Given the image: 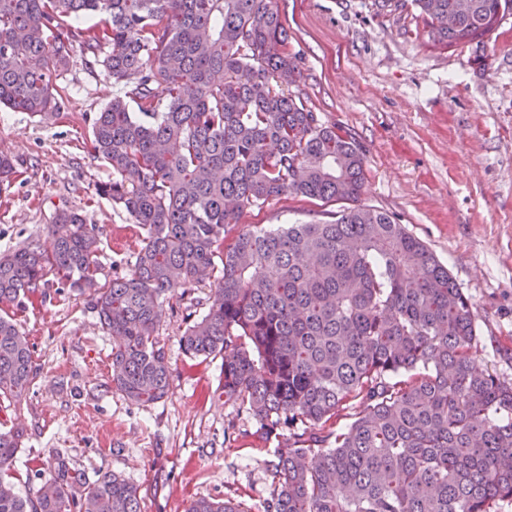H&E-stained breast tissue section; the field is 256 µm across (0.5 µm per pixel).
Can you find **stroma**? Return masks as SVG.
<instances>
[{
    "label": "stroma",
    "instance_id": "stroma-1",
    "mask_svg": "<svg viewBox=\"0 0 512 512\" xmlns=\"http://www.w3.org/2000/svg\"><path fill=\"white\" fill-rule=\"evenodd\" d=\"M288 50L302 76L285 90L318 118L347 132L364 154L359 205L386 212L424 241L470 298L479 338L476 363L512 378V15L474 49L434 47L411 5L375 0H276ZM62 117L0 108V152L17 172L0 185V251L48 246L62 208L84 215L101 241L104 277L131 274L128 255L142 237L128 214L96 192L112 177L95 157L92 124L116 86L104 67L74 49L63 75ZM343 202L284 195L246 209L241 225L308 223ZM191 297L164 305L159 338L171 388L144 408L127 401L110 376L112 338L88 296L49 286L10 307L28 336L37 375L0 420L23 428L13 467L20 491L48 478L61 454L89 479L114 471L134 484L142 512H184L198 497H233L259 512L271 483L273 442L247 414L218 399L220 359L185 358L178 339Z\"/></svg>",
    "mask_w": 512,
    "mask_h": 512
}]
</instances>
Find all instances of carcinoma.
Segmentation results:
<instances>
[{"label":"carcinoma","instance_id":"obj_1","mask_svg":"<svg viewBox=\"0 0 512 512\" xmlns=\"http://www.w3.org/2000/svg\"><path fill=\"white\" fill-rule=\"evenodd\" d=\"M432 44L485 47L512 0H413ZM100 17L94 25L82 19ZM79 46L123 94L92 125L112 168L97 193L143 232L132 272L101 282L93 225L63 209L50 249L0 253V305L50 278L84 292L112 336V385L148 406L170 388L157 337L163 303L209 281L179 337L191 360L222 358L217 391L278 439L261 512H497L512 503V380L475 366L472 303L423 241L367 206L330 219L234 231L282 195L356 201L364 156L282 85L298 58L272 0H0V106L40 115ZM137 111H132L130 104ZM36 367L0 315V400ZM353 409L345 429L338 412ZM24 431L0 429V512H142L138 488L89 481L67 458L47 491L10 480ZM186 512H252L200 497Z\"/></svg>","mask_w":512,"mask_h":512}]
</instances>
